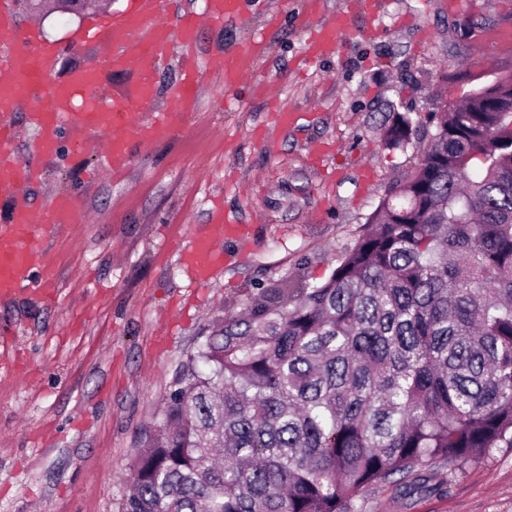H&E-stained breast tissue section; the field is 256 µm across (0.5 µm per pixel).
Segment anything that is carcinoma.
<instances>
[{
    "mask_svg": "<svg viewBox=\"0 0 512 512\" xmlns=\"http://www.w3.org/2000/svg\"><path fill=\"white\" fill-rule=\"evenodd\" d=\"M428 139L320 282L286 273L212 324L141 432L125 512H364L396 478L512 448V119L492 91Z\"/></svg>",
    "mask_w": 512,
    "mask_h": 512,
    "instance_id": "1",
    "label": "carcinoma"
}]
</instances>
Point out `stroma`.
Masks as SVG:
<instances>
[{
	"mask_svg": "<svg viewBox=\"0 0 512 512\" xmlns=\"http://www.w3.org/2000/svg\"><path fill=\"white\" fill-rule=\"evenodd\" d=\"M307 0H245L234 21L205 19L206 0H163L162 17L202 16L197 59L263 38L254 79L225 90L202 73L178 133L133 150L122 178L62 144L37 207L73 192L71 232L48 236L59 292L0 301V512H123L139 434L160 419L170 386L209 324L238 311L258 284L304 267L326 277L359 224L423 147L389 149L390 107L426 115L512 71V0H382L357 15L338 52L305 56ZM20 29L79 41L96 12L44 17L15 6ZM295 112L280 130L269 99ZM249 225L222 244L224 265L192 280L179 251L204 233L214 199ZM365 512H512V449L455 472L425 474L409 492L369 491Z\"/></svg>",
	"mask_w": 512,
	"mask_h": 512,
	"instance_id": "1",
	"label": "stroma"
}]
</instances>
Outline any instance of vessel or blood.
Wrapping results in <instances>:
<instances>
[{"label": "vessel or blood", "mask_w": 512, "mask_h": 512, "mask_svg": "<svg viewBox=\"0 0 512 512\" xmlns=\"http://www.w3.org/2000/svg\"><path fill=\"white\" fill-rule=\"evenodd\" d=\"M243 0H207L211 20L238 19ZM159 0H134L130 11L97 24L90 35L98 54L86 64L57 76L65 46L46 44L35 29L18 31L9 0H0V33L10 40L0 44V191L13 192L18 185L38 184L42 162L57 157L62 140L76 152L101 150L103 164L118 175L127 169L135 146H147L172 137L192 111L197 98L199 69L195 56L186 58L187 73L173 92L166 110L153 112L154 76L175 48H191L199 33L198 20L189 13L177 23L160 20ZM354 10L344 7L312 28L306 42L310 57L332 54L354 32ZM262 46L253 37L246 47L210 62L223 74L225 89H232L250 74L253 57ZM124 73L128 79L112 95L100 92L104 73ZM29 106V122L37 137L29 158L17 153L11 120L20 106ZM78 206L69 192L55 195L47 206L14 203L6 223L0 224V299L19 289L52 287L55 268L43 231L64 229L75 223ZM242 227L221 207H213L204 234L181 254L187 273L198 283L209 282L224 264L217 239L238 237Z\"/></svg>", "instance_id": "1"}]
</instances>
